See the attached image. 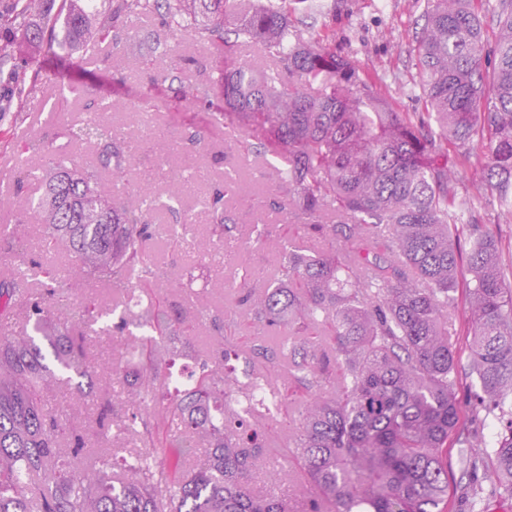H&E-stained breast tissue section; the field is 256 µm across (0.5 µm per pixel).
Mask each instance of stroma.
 I'll return each mask as SVG.
<instances>
[{
	"instance_id": "obj_1",
	"label": "stroma",
	"mask_w": 512,
	"mask_h": 512,
	"mask_svg": "<svg viewBox=\"0 0 512 512\" xmlns=\"http://www.w3.org/2000/svg\"><path fill=\"white\" fill-rule=\"evenodd\" d=\"M316 15L298 14L295 25L304 40L347 55L376 83L381 95L398 112H421L425 105L417 68L416 39L426 0H318ZM245 43L232 47L209 43L169 28L162 16L138 19L120 31L118 46L103 45L98 59L83 64L80 55L64 51L34 50L24 60L0 67V168L8 176L0 183V225H19L26 241L17 251L0 243V279L42 255L46 233L31 200L42 195L39 179L47 167L40 146L55 134L82 127L98 103L104 127L120 144L123 174L102 168L101 140L82 139L72 153L79 164L97 175L101 187L124 198L148 186L160 199L146 215L152 236L143 244V260L154 277L151 286L167 304L195 318L190 343L197 355L211 350V338L223 333L226 346L240 349L243 360L235 364L238 379L259 371L266 375L271 393L281 391L293 361L287 330L271 333L243 302L238 285L243 270L268 283L280 282L284 248L294 245L306 254L324 251L344 257L348 248L331 227L314 231L287 222L288 188L271 156L250 149L253 137L232 120L214 126L211 113L224 103L215 82L225 57L240 62L256 57ZM40 70L41 80L19 83L18 77ZM64 72L73 93L61 94L57 72ZM197 97L185 96L187 88ZM32 179L19 181L20 168ZM178 197H171L173 183ZM220 204L231 223L224 233L221 257L208 247L215 224L213 204ZM73 305L95 298L103 310L125 304L126 289L99 278H89L71 288ZM448 333L459 353L457 395L461 403L460 431L448 440V501L445 512H469L463 498L471 474L460 462L464 439L471 433L476 380L469 373L470 329L465 288L456 292L455 310ZM88 359L98 377V390L80 397L74 385H51L46 402L60 410L80 405L77 421L90 439L85 465L106 455L128 456L141 450L138 433L112 434L102 439L95 423L100 403L120 404L127 392L125 376L131 372L126 341L115 333L89 337ZM300 422L297 395H290L280 411L262 414L258 424L265 432L266 463L251 477L259 492H278L298 507L307 504L310 488L304 474L285 480L287 450L294 443Z\"/></svg>"
}]
</instances>
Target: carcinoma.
Masks as SVG:
<instances>
[{
    "mask_svg": "<svg viewBox=\"0 0 512 512\" xmlns=\"http://www.w3.org/2000/svg\"><path fill=\"white\" fill-rule=\"evenodd\" d=\"M487 0H427L417 66L427 111L397 112L360 76L349 58L301 39L298 6L318 11L316 0H0V23L14 26L0 43V66L37 47L75 54L92 43L117 44L120 25L161 14L197 38L236 39L260 52L275 51L282 70L259 61L228 59L218 79L225 109L257 133L258 148L278 160L288 185L289 218L317 226L336 214L344 241L357 257L285 251L288 290L268 284L256 293L252 274L240 283L255 317L272 330L288 322L297 361L291 384L304 395L295 458L314 496L307 512H442L448 490L443 453L458 430V354L448 337L461 267L469 274L470 368L481 411L509 416L506 433L468 442L467 469L482 470L470 485L477 505L483 484L512 496V237L476 218L475 200L459 175L470 148L488 155V204L512 224V0L497 3L498 35L485 40ZM112 137L90 121L68 142L52 147L42 175L45 191L32 202L47 232L44 247L65 240L74 254L70 278L96 276L115 284L135 278L150 297L128 349L142 370L126 407L107 405L99 427L106 434L141 424L144 449L123 464L127 482L112 480V462L87 468L83 429L48 407L44 391L60 378H79L89 394L94 372L86 362L87 336L122 330L92 299L73 308L51 265L33 262L20 278L43 288L34 299L16 286H0V314L28 309L33 333L0 336V512H294L276 494L258 495L246 484L266 453L264 432L251 424L252 408L224 406V365L234 349L215 338L211 354L195 360L189 384L173 403L147 418L132 406L156 398L162 375L153 362L161 343L181 356V337L192 321L151 298L152 271L143 265L147 232L141 192L123 201L98 186L95 175L68 155L80 134ZM213 200L212 248L224 241L226 217ZM467 237L466 246L455 240ZM52 320L64 329L46 334ZM336 385L335 398L311 389ZM166 431L163 463L154 459L153 430ZM212 438L202 463L186 472L193 448L187 434ZM67 443V452L60 445ZM41 474L46 487L31 477Z\"/></svg>",
    "mask_w": 512,
    "mask_h": 512,
    "instance_id": "cac0c4a2",
    "label": "carcinoma"
}]
</instances>
